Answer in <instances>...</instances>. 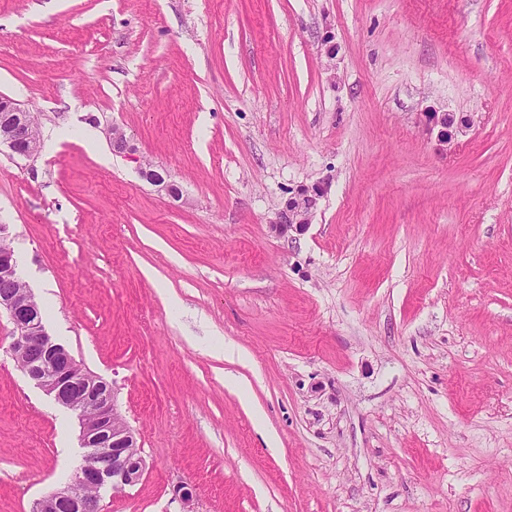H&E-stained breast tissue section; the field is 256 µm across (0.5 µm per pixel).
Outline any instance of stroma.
I'll use <instances>...</instances> for the list:
<instances>
[{
    "label": "stroma",
    "mask_w": 512,
    "mask_h": 512,
    "mask_svg": "<svg viewBox=\"0 0 512 512\" xmlns=\"http://www.w3.org/2000/svg\"><path fill=\"white\" fill-rule=\"evenodd\" d=\"M0 93L41 131L0 147L19 272L146 461L101 512H512V0H0ZM11 332L31 512L85 450ZM429 131L437 130V140L441 145L448 146L469 128L466 116H457L453 112H427L424 115ZM140 170L141 176L150 184L158 187L160 191H165L172 198H181L180 188L175 183L169 181L167 174L164 176L160 171L154 169L150 163H145ZM325 189L320 185L303 187L289 198L276 224L280 233L303 232L311 222Z\"/></svg>",
    "instance_id": "stroma-1"
}]
</instances>
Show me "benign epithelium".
<instances>
[{
  "instance_id": "7a95c632",
  "label": "benign epithelium",
  "mask_w": 512,
  "mask_h": 512,
  "mask_svg": "<svg viewBox=\"0 0 512 512\" xmlns=\"http://www.w3.org/2000/svg\"><path fill=\"white\" fill-rule=\"evenodd\" d=\"M424 117L429 131H437L438 142L445 146L469 128V119L453 112H426ZM37 131L35 113L0 94V145L19 157L33 158L40 149ZM141 176L169 196L181 198L180 188L151 164L141 167ZM324 192L320 185L299 189L279 213V232L304 231ZM0 282L7 285L0 292V310L6 311L13 325L11 349L19 368L77 416L81 445L87 449L72 480L38 500L33 512H59L63 505L77 512H100L102 489L109 486L117 491L133 485L146 469L136 435L118 412L114 391L47 332L38 301L18 273L8 224H0Z\"/></svg>"
}]
</instances>
